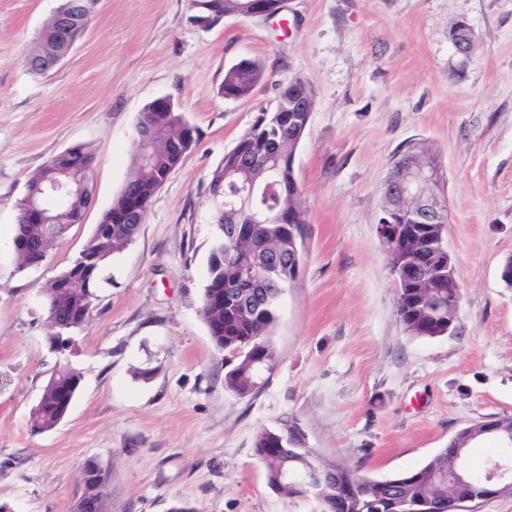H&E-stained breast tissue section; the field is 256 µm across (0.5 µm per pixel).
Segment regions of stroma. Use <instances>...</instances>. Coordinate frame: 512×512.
Returning <instances> with one entry per match:
<instances>
[{"instance_id": "stroma-1", "label": "stroma", "mask_w": 512, "mask_h": 512, "mask_svg": "<svg viewBox=\"0 0 512 512\" xmlns=\"http://www.w3.org/2000/svg\"><path fill=\"white\" fill-rule=\"evenodd\" d=\"M62 0H0V503L73 512L80 471L108 472L106 512H319L267 483L258 431L294 420L321 463L372 478L414 470L462 428L512 417V0H286L275 18L195 25L190 0H99L49 75L23 60ZM464 20L477 42L450 41ZM265 62L249 97L220 92L239 58ZM304 78L315 106L294 170L306 213L298 279L269 338L276 361L240 397L199 315L211 240L213 170ZM167 96L199 130L154 196L111 286L71 351L49 349L45 284L83 249L126 179L134 124ZM85 144L95 197L46 261L18 270L11 240L31 175ZM438 156L436 193L462 287L456 334L409 336L376 223L395 157ZM82 375L66 418L35 434L31 409L56 364ZM152 370L150 379L139 376ZM450 40L457 55L464 59L471 56L475 45V34L468 22L457 21L450 30Z\"/></svg>"}]
</instances>
